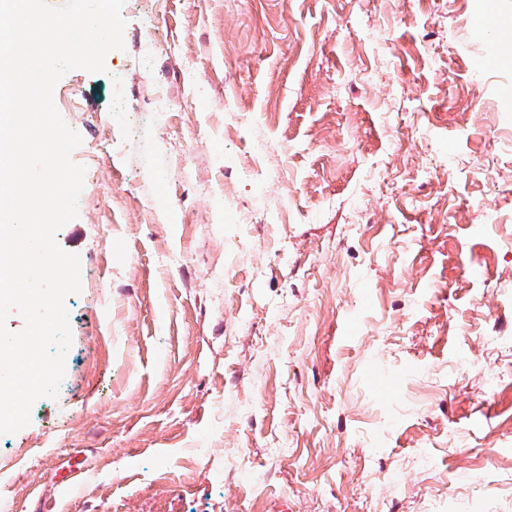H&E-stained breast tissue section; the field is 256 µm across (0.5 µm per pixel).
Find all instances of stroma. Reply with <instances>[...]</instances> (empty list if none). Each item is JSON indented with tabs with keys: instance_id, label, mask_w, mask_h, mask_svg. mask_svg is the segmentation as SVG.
Instances as JSON below:
<instances>
[{
	"instance_id": "35a3bbf8",
	"label": "stroma",
	"mask_w": 512,
	"mask_h": 512,
	"mask_svg": "<svg viewBox=\"0 0 512 512\" xmlns=\"http://www.w3.org/2000/svg\"><path fill=\"white\" fill-rule=\"evenodd\" d=\"M122 17L54 90L82 289L0 512H512V0Z\"/></svg>"
}]
</instances>
